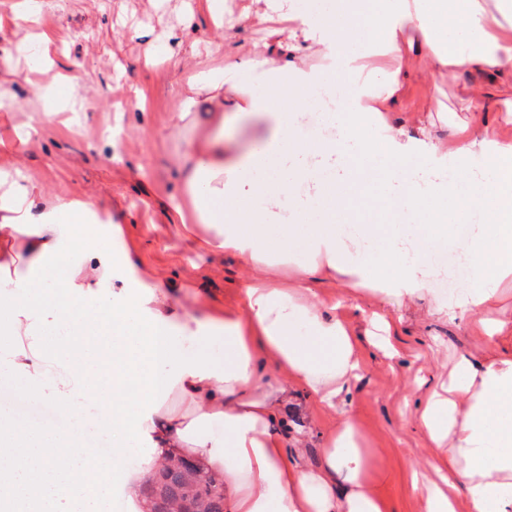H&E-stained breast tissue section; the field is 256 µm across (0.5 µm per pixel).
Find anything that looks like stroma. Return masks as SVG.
Listing matches in <instances>:
<instances>
[{"label": "stroma", "instance_id": "1", "mask_svg": "<svg viewBox=\"0 0 512 512\" xmlns=\"http://www.w3.org/2000/svg\"><path fill=\"white\" fill-rule=\"evenodd\" d=\"M21 0H0V171L21 170L37 187L41 200L55 204L90 200L124 225L146 270L164 276L186 312L199 303L235 304L245 273L239 262L197 247L206 236L202 225L185 230L172 203L179 196L182 173L175 164L188 140L205 135L219 110L208 94L195 95L196 106L181 115L182 101L197 72L220 65L223 56L266 41V30L244 21L250 0H224V23L213 25L195 0H44L29 29L52 41L55 68L43 61L10 73L5 63L22 31L15 24ZM174 31L190 42L220 45L223 56L194 54L183 45V62L150 65L144 48L163 43ZM402 95L391 112L404 136L420 137L428 127L434 139L450 144L454 125L490 124L499 138L512 140V83L495 80L489 70H471L449 78L422 72L410 58L400 76ZM44 85L46 98L32 95L31 83ZM479 90L477 109L457 111L466 91ZM148 100L144 115L135 113V92ZM449 106L437 117L434 101ZM36 132H28V125ZM317 293L336 301L339 314L360 339L362 372L352 386L351 410L363 424L382 489L396 512H423L420 491L404 479L410 465L425 464L432 448L414 414L421 392L409 391L414 377L434 381L448 375L451 356L483 355L465 324L425 315L424 302L379 299L346 293L337 283L317 284ZM395 321L389 358L364 339L369 318Z\"/></svg>", "mask_w": 512, "mask_h": 512}]
</instances>
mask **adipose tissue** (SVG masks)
Returning a JSON list of instances; mask_svg holds the SVG:
<instances>
[{"instance_id": "1", "label": "adipose tissue", "mask_w": 512, "mask_h": 512, "mask_svg": "<svg viewBox=\"0 0 512 512\" xmlns=\"http://www.w3.org/2000/svg\"><path fill=\"white\" fill-rule=\"evenodd\" d=\"M254 2L253 21L285 23L286 37L211 69L183 102L191 109L203 91L230 105L181 159L180 219L248 270L236 307L183 311L145 281L136 247L95 203L41 209L22 174H0V376L74 419L94 413L115 452L152 449L143 466L120 469L0 409V512H92L113 477L142 512L140 481L171 454L223 478L225 512H394L349 407L356 339L312 288L339 275L350 292L429 300L488 338L484 356L456 357L419 403L433 455L406 478L425 512H512V349L498 347L512 322L494 315L512 285V141L464 126L447 150L395 132L377 141L362 121L337 119L359 111L368 79L393 98L410 51L452 76L512 78V0H321L305 14L288 0ZM321 92L334 108L299 139L301 110ZM242 122L262 130L239 149L224 128ZM394 203L416 223H381ZM471 211L485 223L455 235ZM433 244L471 268L442 301L430 297ZM294 388L320 417L313 457L302 449L309 427L289 417Z\"/></svg>"}]
</instances>
